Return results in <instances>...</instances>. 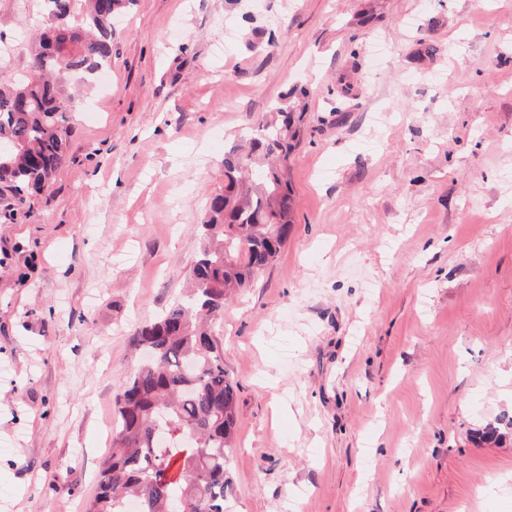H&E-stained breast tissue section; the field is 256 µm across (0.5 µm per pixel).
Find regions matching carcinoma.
Instances as JSON below:
<instances>
[{"label": "carcinoma", "mask_w": 512, "mask_h": 512, "mask_svg": "<svg viewBox=\"0 0 512 512\" xmlns=\"http://www.w3.org/2000/svg\"><path fill=\"white\" fill-rule=\"evenodd\" d=\"M133 0H44L49 27L32 38L30 76L0 88V222H13L67 160L74 76L112 63V17ZM307 91L284 92L244 145L224 156V191L208 198L184 299L141 328L144 358L120 380L112 451L85 512H225L236 392L209 329L235 288L269 266L291 229L288 159Z\"/></svg>", "instance_id": "carcinoma-1"}]
</instances>
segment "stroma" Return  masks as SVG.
Segmentation results:
<instances>
[{
	"mask_svg": "<svg viewBox=\"0 0 512 512\" xmlns=\"http://www.w3.org/2000/svg\"><path fill=\"white\" fill-rule=\"evenodd\" d=\"M38 2L0 0V83L30 70ZM296 86L291 232L216 327L229 512H512V0L117 15L68 162L0 223V512H83L224 153Z\"/></svg>",
	"mask_w": 512,
	"mask_h": 512,
	"instance_id": "35a3bbf8",
	"label": "stroma"
}]
</instances>
